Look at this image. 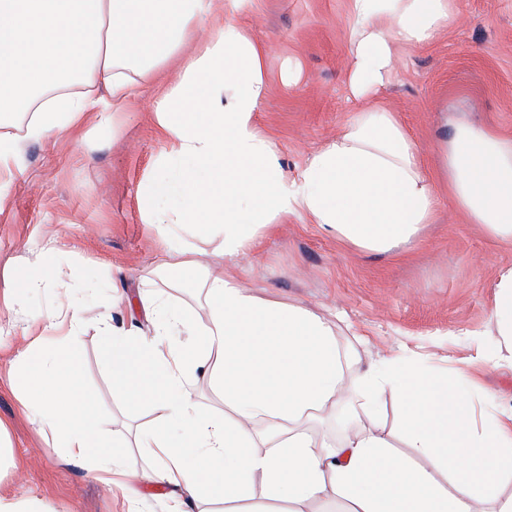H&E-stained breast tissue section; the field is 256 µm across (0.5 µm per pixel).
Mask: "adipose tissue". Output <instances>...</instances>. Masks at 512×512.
<instances>
[{"mask_svg": "<svg viewBox=\"0 0 512 512\" xmlns=\"http://www.w3.org/2000/svg\"><path fill=\"white\" fill-rule=\"evenodd\" d=\"M254 0H0V119L25 112L28 139L125 111L135 75L180 58L178 79L157 107L172 143V179H157L142 212L162 232L190 226L224 239L225 267L202 269L180 246L176 268L195 274L204 314L187 316L144 301L149 334L103 328L112 386L147 401L158 426L141 430L150 480L178 493L169 512L196 503L247 499L261 488L289 512H310L327 493L350 512H512V415L487 410L478 425L466 369L455 376L395 355L362 366L345 357L332 322L297 305L264 303L229 271L255 238L296 216L358 249L388 252L414 243L438 197L417 147L394 112L376 103L396 56L429 44L455 20L452 0H348L345 82L359 108L343 133L294 175L255 124L266 98V53L236 20ZM211 20L204 40L197 22ZM104 84L98 98L89 86ZM440 174L470 223L512 244V139L457 123L442 148ZM59 289L60 307L40 317L46 331L16 363L15 380L35 420L61 439L68 462L111 482L122 465L80 389L81 302L50 254L13 293ZM191 336L188 347L169 337ZM204 376L231 417L199 412L192 385ZM399 403L405 454L393 452L377 419L385 395ZM327 417L335 441L312 422Z\"/></svg>", "mask_w": 512, "mask_h": 512, "instance_id": "ef3b65f1", "label": "adipose tissue"}]
</instances>
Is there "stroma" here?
<instances>
[{
	"label": "stroma",
	"mask_w": 512,
	"mask_h": 512,
	"mask_svg": "<svg viewBox=\"0 0 512 512\" xmlns=\"http://www.w3.org/2000/svg\"><path fill=\"white\" fill-rule=\"evenodd\" d=\"M455 22L431 43L404 51L385 104L399 116L429 171L440 165L441 142L456 123L512 138V0H454ZM266 47L269 94L256 114L261 131L293 172L335 139L356 107L345 86L350 18L347 0H254L241 16ZM296 62L299 77L282 72ZM178 74L177 61L138 80V94L112 123L88 118L41 142L26 140L27 117L0 122L20 143L17 165L0 181V424L7 457L0 495L33 503L38 512H167L172 486L144 480L152 466L136 447V430L155 426L148 403L113 390L102 321L149 330L142 297L198 313L196 288H171L173 241L142 220L147 187L169 175L161 163L171 144L155 109ZM420 241L388 253H362L317 225L292 217L261 233L236 274L261 301L296 304L335 320L338 344L368 365L403 353L438 370L466 367L478 396L512 411V351L490 325L501 267L512 246L495 243L448 196ZM54 264L72 273L69 286L86 307L81 332L82 389L94 401L104 434L125 450L126 475L110 487L75 464L62 463L58 439L25 410L11 378L12 360L29 345L33 314L55 309L56 289L15 301L8 288L47 245ZM118 270L117 279L101 275ZM130 301L112 308L113 286Z\"/></svg>",
	"instance_id": "stroma-1"
}]
</instances>
